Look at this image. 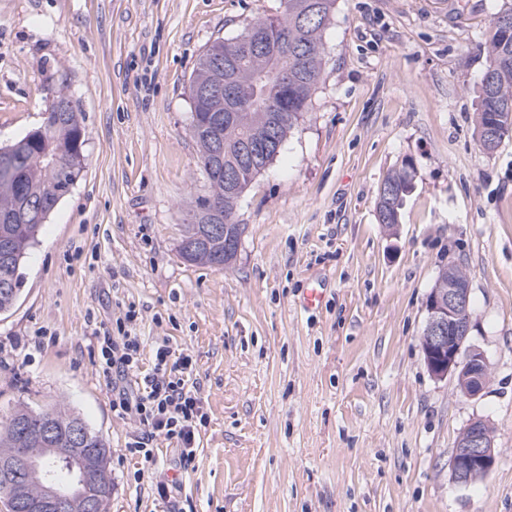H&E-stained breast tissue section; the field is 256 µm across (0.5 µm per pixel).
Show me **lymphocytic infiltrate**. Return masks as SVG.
Returning <instances> with one entry per match:
<instances>
[{
  "instance_id": "lymphocytic-infiltrate-1",
  "label": "lymphocytic infiltrate",
  "mask_w": 512,
  "mask_h": 512,
  "mask_svg": "<svg viewBox=\"0 0 512 512\" xmlns=\"http://www.w3.org/2000/svg\"><path fill=\"white\" fill-rule=\"evenodd\" d=\"M135 319V310H128L116 335L96 339L99 368L115 387L113 412L122 418H135L140 425L128 452L143 462H155L154 443L163 439L175 443L182 462H191L196 457L199 430L207 418L198 389L191 383L193 358L187 353L174 354L168 344H159L151 372L137 389L128 388L126 381L141 362L142 339L131 330Z\"/></svg>"
}]
</instances>
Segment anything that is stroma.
<instances>
[{"label": "stroma", "mask_w": 512, "mask_h": 512, "mask_svg": "<svg viewBox=\"0 0 512 512\" xmlns=\"http://www.w3.org/2000/svg\"><path fill=\"white\" fill-rule=\"evenodd\" d=\"M510 7L337 0L319 88L242 196L241 245L219 270L179 255L208 192L189 78L206 46L281 0H0V147L40 125L62 84L86 139L0 315V421L21 403L80 415L112 450L108 512H512V138L487 152L475 137L479 44ZM407 164L414 189L390 228L378 189ZM451 264L491 367L476 399L432 377L421 346ZM131 308L141 373L163 342L195 361L208 421L191 463L162 439L157 464L126 452L139 424L113 412L94 336ZM474 417L498 461L461 487L449 462Z\"/></svg>", "instance_id": "1"}]
</instances>
